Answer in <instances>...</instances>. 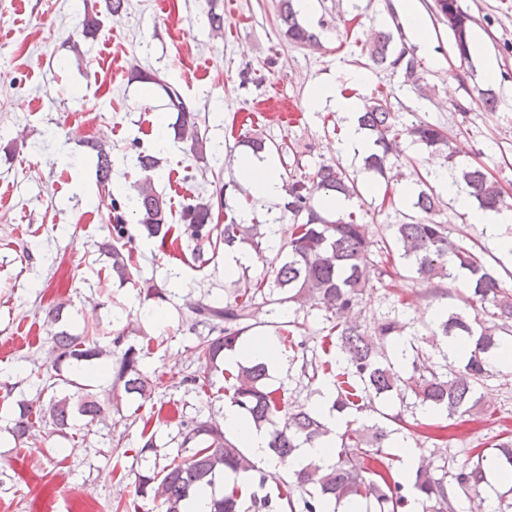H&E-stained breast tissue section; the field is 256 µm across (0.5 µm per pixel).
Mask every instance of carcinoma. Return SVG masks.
Here are the masks:
<instances>
[{"instance_id": "1", "label": "carcinoma", "mask_w": 512, "mask_h": 512, "mask_svg": "<svg viewBox=\"0 0 512 512\" xmlns=\"http://www.w3.org/2000/svg\"><path fill=\"white\" fill-rule=\"evenodd\" d=\"M439 14L448 19L457 53L469 55L472 16L460 0H438ZM279 19L286 26L288 40L311 43L316 36L298 20L292 0H280ZM364 52L376 66L402 72L406 81L417 85L422 79L421 64L405 43H396L394 34L380 30ZM167 108L180 115V139L189 144L191 154L206 159L208 139L201 136L196 114L189 111L179 88L163 86ZM358 123L373 141L375 149L364 157L367 170L384 174L402 137L445 153V160L456 167L446 133L440 127L419 121L401 125L392 112L388 97L368 99L359 113ZM95 156L97 181L107 191L111 209L107 214L108 240L101 246L111 260L112 278L120 283L134 280L133 243L135 235L127 220L136 216L137 229L152 238H166L172 231L167 197L154 184L158 159L148 153L137 154L136 162L145 177L132 191L113 190L112 149L101 143L90 144ZM458 179L468 189L479 209L498 210L507 203L498 182L481 167L463 166ZM413 207L420 217L393 225L392 243L380 250L397 251L423 282L441 287L445 281L464 276V307L447 312L434 322L432 337L444 342H468L460 360L442 354L444 363L430 360L424 348L429 340L400 343L401 325L387 318L377 322L371 333L357 324L341 322L345 313L358 306L362 292L373 281L391 276L389 266L372 259L374 244L352 212L335 220L326 217L314 204L317 197L351 198L358 194L357 182L343 167L322 164L306 176L291 177L283 184L285 192L277 222L288 225L285 251L280 265L266 271L254 287L236 290L222 302L201 300L190 307L194 323L209 329V336L195 346L197 358L208 364L204 377L187 375L182 383L200 391L212 388L213 377L224 373V356L243 343L251 329L250 320L257 295L272 297V303H308L337 316L327 338H336V351L346 368L336 374V397L330 412L343 414L361 410L365 404L393 395L423 413L448 418L471 416L483 411L480 387L490 376V359L512 334V289L503 286L497 271L488 265L475 247L450 238L448 225L432 219L440 201L426 179L416 181ZM228 208L226 186L192 200L181 212L182 234L195 243L196 260L206 262L201 246L212 254L219 248L235 249L248 244L262 247L264 233L257 223L227 224L214 221L216 213ZM139 296L144 301H166L163 289L151 280L142 282ZM119 327L108 336H75L66 329L51 332L54 353L50 383L44 384L33 403L18 401L19 414L9 433L14 441L28 444L45 429L65 435L82 418L84 428L103 422L106 404H121L122 398L149 400L157 382L140 368L142 349L129 342L128 327L116 318ZM107 361L110 383L84 384L62 374L65 363ZM234 383L227 388L230 404L237 407L249 423L267 435V455L280 471L258 466L235 440L228 438L215 418L192 419L180 423L176 455L167 463L154 461L153 467L136 475V494L157 503L161 512H185V502L198 490L213 486L228 475L244 477L253 487L249 501L242 499L241 487L234 485L213 499L211 512H328L331 503L348 501L365 504L367 512H401L410 502L422 512H456L455 502L483 500L486 465L512 468V435L494 445V453L480 450L458 464L450 474L437 477L420 469L407 479L395 477L393 459L385 449L397 430L384 423H364L347 427L339 435L340 445L332 448L328 466L309 464L294 468L296 451L328 435L324 415L289 402L288 396L269 386L270 367L266 362L237 363L231 374ZM72 388L63 394L56 386ZM139 455L144 459L159 456L155 433H141Z\"/></svg>"}]
</instances>
